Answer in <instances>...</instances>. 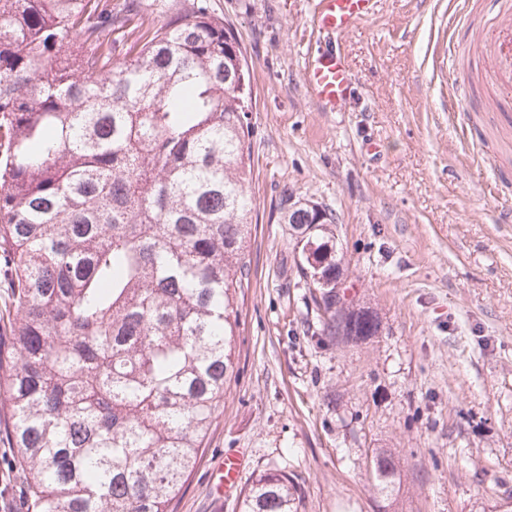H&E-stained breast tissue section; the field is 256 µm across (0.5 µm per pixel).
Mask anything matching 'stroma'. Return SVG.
Here are the masks:
<instances>
[{
	"mask_svg": "<svg viewBox=\"0 0 512 512\" xmlns=\"http://www.w3.org/2000/svg\"><path fill=\"white\" fill-rule=\"evenodd\" d=\"M208 3L251 75L252 270L235 371L168 512H239L242 489L221 498L209 481L226 455L250 475L287 471L303 512H512V223L498 221L512 209V121L480 74L503 0H377L340 44L354 84L333 111L303 80L330 44L310 26L316 0ZM287 199L336 213L378 336L304 333ZM382 449L401 465L387 500L368 474Z\"/></svg>",
	"mask_w": 512,
	"mask_h": 512,
	"instance_id": "stroma-1",
	"label": "stroma"
}]
</instances>
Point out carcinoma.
<instances>
[{"label": "carcinoma", "mask_w": 512, "mask_h": 512, "mask_svg": "<svg viewBox=\"0 0 512 512\" xmlns=\"http://www.w3.org/2000/svg\"><path fill=\"white\" fill-rule=\"evenodd\" d=\"M246 58L207 0H0V422L31 512H165L197 464L249 285ZM321 335L379 334L336 284L359 281L336 214L286 202ZM383 498L400 476L372 458ZM259 471L241 512H301Z\"/></svg>", "instance_id": "obj_1"}]
</instances>
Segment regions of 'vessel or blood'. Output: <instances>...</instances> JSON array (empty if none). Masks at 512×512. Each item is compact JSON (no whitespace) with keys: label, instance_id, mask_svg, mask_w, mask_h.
Listing matches in <instances>:
<instances>
[{"label":"vessel or blood","instance_id":"vessel-or-blood-1","mask_svg":"<svg viewBox=\"0 0 512 512\" xmlns=\"http://www.w3.org/2000/svg\"><path fill=\"white\" fill-rule=\"evenodd\" d=\"M372 0H318L312 23L336 38L348 34L359 21L371 16ZM483 78L497 92L500 112L512 113V6L491 34L487 48ZM304 81L310 95L322 106L335 109L352 92V77L345 55L335 48H325L309 56ZM247 467L244 458L228 456L220 459L215 477L224 491H231L241 480Z\"/></svg>","mask_w":512,"mask_h":512}]
</instances>
